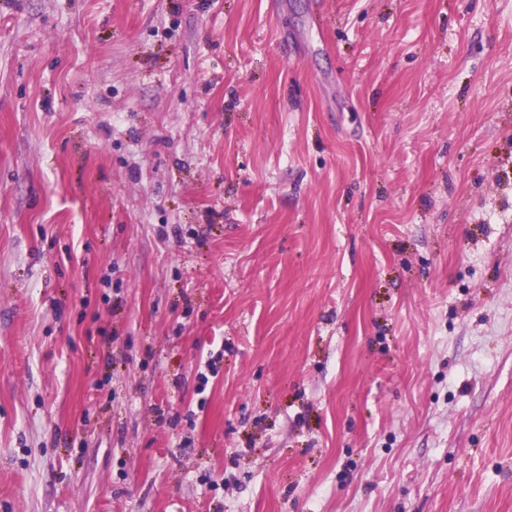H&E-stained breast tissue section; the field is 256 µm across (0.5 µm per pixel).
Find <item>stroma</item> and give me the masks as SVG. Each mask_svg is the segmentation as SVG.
I'll return each instance as SVG.
<instances>
[{
	"label": "stroma",
	"mask_w": 512,
	"mask_h": 512,
	"mask_svg": "<svg viewBox=\"0 0 512 512\" xmlns=\"http://www.w3.org/2000/svg\"><path fill=\"white\" fill-rule=\"evenodd\" d=\"M0 512H512V0H0Z\"/></svg>",
	"instance_id": "stroma-1"
}]
</instances>
